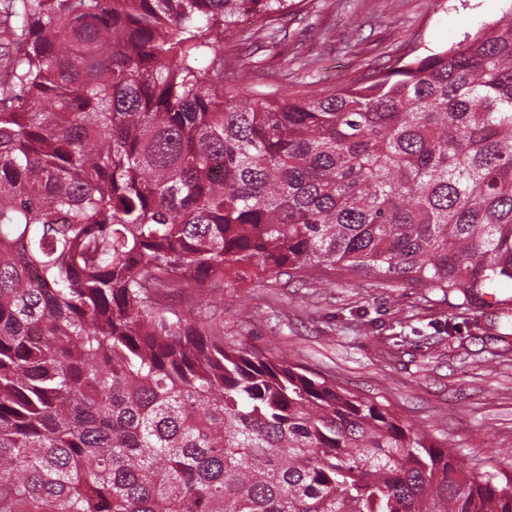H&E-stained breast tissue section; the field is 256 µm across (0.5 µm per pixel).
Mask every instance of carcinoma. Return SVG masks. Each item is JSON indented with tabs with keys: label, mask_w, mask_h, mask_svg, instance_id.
Returning a JSON list of instances; mask_svg holds the SVG:
<instances>
[{
	"label": "carcinoma",
	"mask_w": 512,
	"mask_h": 512,
	"mask_svg": "<svg viewBox=\"0 0 512 512\" xmlns=\"http://www.w3.org/2000/svg\"><path fill=\"white\" fill-rule=\"evenodd\" d=\"M290 7L0 4V512H512L511 472L224 340L204 298L269 257L464 304L512 280V10L330 88L224 78L239 20Z\"/></svg>",
	"instance_id": "obj_1"
}]
</instances>
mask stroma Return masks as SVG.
<instances>
[{"label":"stroma","mask_w":512,"mask_h":512,"mask_svg":"<svg viewBox=\"0 0 512 512\" xmlns=\"http://www.w3.org/2000/svg\"><path fill=\"white\" fill-rule=\"evenodd\" d=\"M512 0H297L285 40L242 19L255 81L335 84L449 48L501 18ZM224 337L300 365L384 405L482 472L512 470V313L345 266L315 275L246 271L210 284Z\"/></svg>","instance_id":"stroma-1"}]
</instances>
